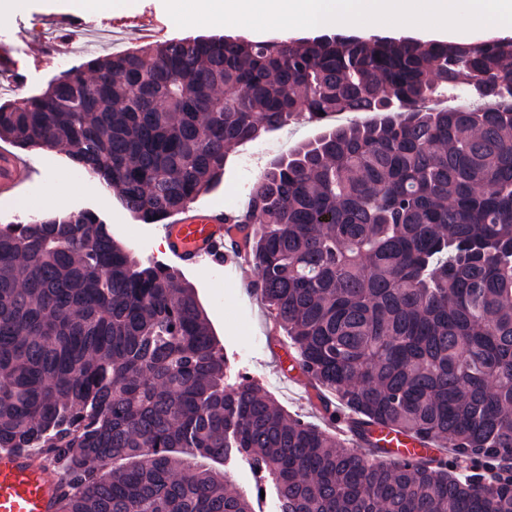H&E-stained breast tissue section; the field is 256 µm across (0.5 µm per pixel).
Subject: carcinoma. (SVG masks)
Segmentation results:
<instances>
[{
    "mask_svg": "<svg viewBox=\"0 0 512 512\" xmlns=\"http://www.w3.org/2000/svg\"><path fill=\"white\" fill-rule=\"evenodd\" d=\"M474 82L512 83V38L170 39L0 104V140L65 147L145 224L298 112L378 114L262 170L256 291L317 393L446 454L382 462L229 382L195 287L88 209L0 225V448L63 465L59 512H255L230 460L278 512H512L484 478L512 454V95L427 105ZM228 470L229 478L237 491L246 495L247 497L254 498V506L256 511L261 512H276L277 503L276 500L271 496L269 489H267L265 496L256 500L255 491V479L250 469L239 461H232L226 464L225 468Z\"/></svg>",
    "mask_w": 512,
    "mask_h": 512,
    "instance_id": "cac0c4a2",
    "label": "carcinoma"
}]
</instances>
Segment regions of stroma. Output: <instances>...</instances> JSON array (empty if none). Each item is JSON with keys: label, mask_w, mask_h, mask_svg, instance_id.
Returning <instances> with one entry per match:
<instances>
[{"label": "stroma", "mask_w": 512, "mask_h": 512, "mask_svg": "<svg viewBox=\"0 0 512 512\" xmlns=\"http://www.w3.org/2000/svg\"><path fill=\"white\" fill-rule=\"evenodd\" d=\"M79 16L88 26H110L124 32L123 46L127 49L141 45L138 30L144 22L150 23L163 40L199 34L198 29L178 27L169 16L164 0H131L125 8L83 10ZM56 18V13L43 10L42 0H29L26 9L0 21V47L10 51L24 79L21 95L40 93L63 69L83 64L89 53L110 51L107 43L82 41L77 27L58 26ZM54 26L68 40L69 47L60 52L58 60L52 61L44 58L36 31ZM316 131L315 123L300 113L288 126L243 144L228 158L222 183L200 196L199 204L240 208L246 201V192L269 160L310 139ZM24 156L32 163L36 176L19 196L0 197V224L20 219L21 206L26 202L39 204L41 213L51 212L50 199L60 192L67 199V208L94 211L108 225L113 237L123 244L155 239L153 226L137 220L114 192L75 169L65 149H32L25 151ZM186 278L194 285L213 334L228 358L232 379L256 380L286 413L320 423L321 418L307 397L305 375L297 371L287 380L280 374L285 355L277 335L271 332L270 315L250 288L255 273L219 278L214 269L202 267L187 273Z\"/></svg>", "instance_id": "35a3bbf8"}]
</instances>
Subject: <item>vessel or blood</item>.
Returning a JSON list of instances; mask_svg holds the SVG:
<instances>
[{
  "instance_id": "b4317fda",
  "label": "vessel or blood",
  "mask_w": 512,
  "mask_h": 512,
  "mask_svg": "<svg viewBox=\"0 0 512 512\" xmlns=\"http://www.w3.org/2000/svg\"><path fill=\"white\" fill-rule=\"evenodd\" d=\"M33 177L29 161L0 146V194L12 192ZM166 252L185 269L208 264L224 267L228 261L248 266L249 256L239 246L247 228L219 208L190 206L159 225ZM349 418L339 419L336 429L350 437L354 446L370 445L382 451L385 459L404 461L432 454V442L411 438L384 427L372 428L368 439H361ZM65 482L59 467L45 463L37 454L0 450V512H56L57 500Z\"/></svg>"
}]
</instances>
